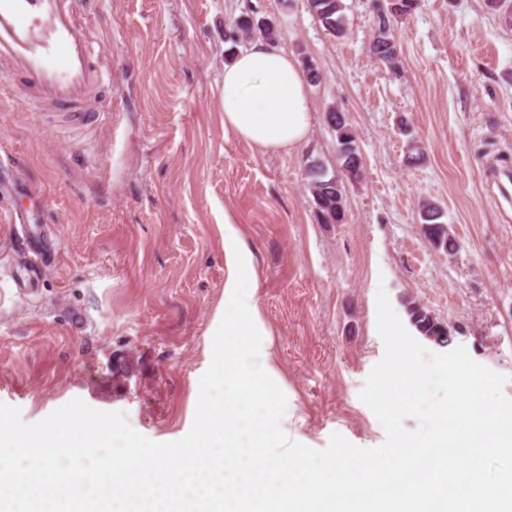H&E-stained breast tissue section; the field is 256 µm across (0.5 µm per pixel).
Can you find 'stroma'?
<instances>
[{
	"instance_id": "35a3bbf8",
	"label": "stroma",
	"mask_w": 512,
	"mask_h": 512,
	"mask_svg": "<svg viewBox=\"0 0 512 512\" xmlns=\"http://www.w3.org/2000/svg\"><path fill=\"white\" fill-rule=\"evenodd\" d=\"M342 2L337 38L307 0H100L108 126L47 130L0 69V214L24 211L57 245L43 277L21 283L0 223V402L36 423L79 398L151 440L183 438L224 314L228 214L251 259L246 303L260 363L287 397L288 439L384 442L359 399L384 354L381 288L400 320L415 300L453 324V346L505 375L512 398V223L488 182L512 168V21L485 0H417L395 25L393 69L369 51L373 0ZM243 19L273 24L275 45L316 71L314 124L293 150L263 153L224 131L219 90L247 46ZM334 109L362 170L346 183L344 223L323 224L306 171H342ZM425 201L442 210L454 257L424 237Z\"/></svg>"
}]
</instances>
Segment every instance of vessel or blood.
<instances>
[{
  "mask_svg": "<svg viewBox=\"0 0 512 512\" xmlns=\"http://www.w3.org/2000/svg\"><path fill=\"white\" fill-rule=\"evenodd\" d=\"M79 2L0 0V66L25 81L24 106L48 115L58 128L112 121L111 110L88 106L111 85L112 58L81 21ZM14 239L28 273L42 275L50 249L30 245L20 232Z\"/></svg>",
  "mask_w": 512,
  "mask_h": 512,
  "instance_id": "1",
  "label": "vessel or blood"
}]
</instances>
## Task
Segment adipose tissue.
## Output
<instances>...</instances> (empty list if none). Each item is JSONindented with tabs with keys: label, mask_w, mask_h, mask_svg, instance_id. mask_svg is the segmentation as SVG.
I'll return each mask as SVG.
<instances>
[{
	"label": "adipose tissue",
	"mask_w": 512,
	"mask_h": 512,
	"mask_svg": "<svg viewBox=\"0 0 512 512\" xmlns=\"http://www.w3.org/2000/svg\"><path fill=\"white\" fill-rule=\"evenodd\" d=\"M219 108L225 132L263 152L296 148L314 122L297 61L264 38L225 64Z\"/></svg>",
	"instance_id": "ef3b65f1"
}]
</instances>
